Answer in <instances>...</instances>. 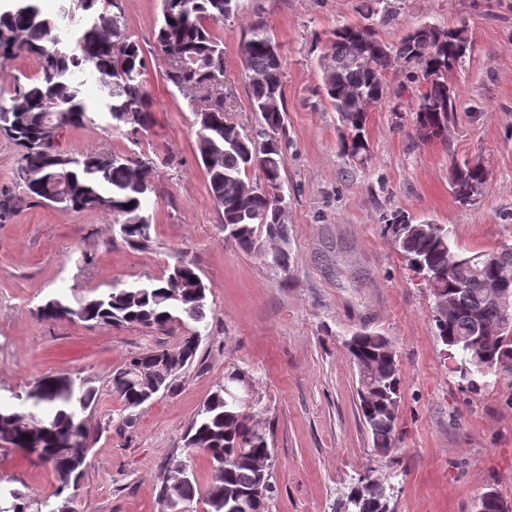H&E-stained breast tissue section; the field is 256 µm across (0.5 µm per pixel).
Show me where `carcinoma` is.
Masks as SVG:
<instances>
[{
  "instance_id": "carcinoma-1",
  "label": "carcinoma",
  "mask_w": 512,
  "mask_h": 512,
  "mask_svg": "<svg viewBox=\"0 0 512 512\" xmlns=\"http://www.w3.org/2000/svg\"><path fill=\"white\" fill-rule=\"evenodd\" d=\"M385 0H361L366 20L380 14L390 20ZM86 19L61 37L58 15L44 13L39 0H11L0 10V58H34L37 75L15 84L9 97L0 95V133L20 147L16 180L38 203H51L75 212H101L112 220L124 241L144 247L151 241L153 216L148 203L156 192L157 164L145 154L64 152L55 147L59 130L100 120L108 133L123 135L149 128L152 99L143 78L142 47L126 29L122 0H71ZM162 19L155 48L168 61L166 81L178 90L194 91L195 124L199 126L195 153L204 167L208 191L221 211L224 240L245 252L263 251L265 239L288 240L283 176L282 139L288 113L284 93V60L271 30L263 21L249 25L240 41V60L248 79L252 111L258 126L247 134L224 112V42L215 26L234 17L238 0H161ZM470 41L462 27L447 29L425 23L412 27L391 47L360 24H343L331 31L321 65L322 95L337 114L342 129L340 150L354 164L370 158L365 137L368 113L353 92L377 104L386 95V73L401 62L426 84L414 111L415 124L427 141L441 139L454 119L456 91L448 74L465 62ZM93 69L103 76L99 111H89L77 74ZM262 173L253 189L248 173ZM488 172L479 163L454 165L449 179L459 202L479 196ZM132 207H127V204ZM393 243L407 267L433 291L435 301L455 299L444 316L433 315L436 336L461 353L456 371L467 388L477 391L491 377L512 376V320L503 317L490 286L502 266L512 268V245L489 253L471 252L452 241L446 224L412 222L403 213L386 220ZM274 270L288 274V253H266ZM209 288L193 262L184 260L168 274L140 285H115L73 307L60 295L37 308L47 321L78 319L92 326H135L166 331L174 325L186 334L172 348L148 349L112 369L110 392L125 411L147 402V390L162 386L175 392L181 375L195 359L207 330ZM478 336L482 356L466 350L460 340ZM345 346L359 376V408L372 438L373 452L387 458L399 441L398 412L403 379L396 350L382 334L363 328ZM251 378L234 369L198 410L184 434L185 459L162 493L186 504L199 500L205 512H232L235 497L253 494L262 512L277 492L272 461L271 430L263 421L266 409L256 398L241 400L236 391ZM99 389L87 378L48 374L30 390L16 396L20 405L0 402V440L17 430L38 440L39 453L19 452L51 466L58 486L55 500L19 489L0 488V512H58L64 492L77 487L81 471L72 466L82 452L70 445L75 431L91 444L97 437L85 413L98 401ZM206 458L210 474L200 486L195 458ZM393 488L386 478L366 472L336 501L334 512H392ZM476 512H512V500L491 487L479 498Z\"/></svg>"
}]
</instances>
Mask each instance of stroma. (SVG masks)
<instances>
[{"label":"stroma","instance_id":"1","mask_svg":"<svg viewBox=\"0 0 512 512\" xmlns=\"http://www.w3.org/2000/svg\"><path fill=\"white\" fill-rule=\"evenodd\" d=\"M378 38L397 43L415 25L466 27L463 67L449 77L458 92L448 136L422 141L412 112L422 83L401 67L388 74L366 135L371 158L355 166L337 149L339 122L320 93V59L336 26L360 22L359 0H239L216 26L224 41V99L242 130L257 124L239 58L242 31L263 19L284 57L288 110L283 139L289 272L262 253L224 240L194 144L198 127L188 93L166 82L154 51L160 0H124L129 34L145 53L154 122L110 136L100 124L63 130L69 152L136 151L156 160L148 247L129 246L109 215L65 211L28 197L15 178L17 146L0 135V191L16 201L0 222V397L23 393L42 375L68 373L100 390L86 418L98 440L74 503L78 512H183L161 496L169 465L187 453L183 434L227 371L249 372L267 408L278 494L270 512H334L341 492L366 470L391 478L394 512H475L487 487L512 498V377L469 391L435 335L434 296L407 269L385 217L448 225L469 251L512 244V0H390ZM489 173L477 203L461 204L448 180L453 164ZM192 261L210 286L208 329L177 393L123 412L109 391L113 368L139 352L174 347L182 327H90L47 322L36 309L54 294L70 304L162 276ZM394 344L404 381L400 441L388 459L372 453L358 412V374L344 340L360 328ZM0 486L51 495L49 466L0 446Z\"/></svg>","mask_w":512,"mask_h":512}]
</instances>
